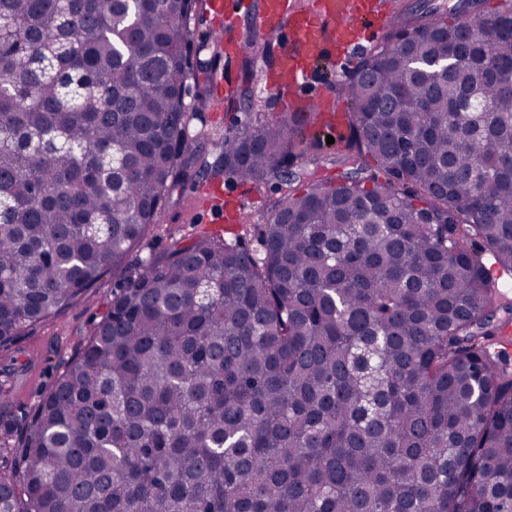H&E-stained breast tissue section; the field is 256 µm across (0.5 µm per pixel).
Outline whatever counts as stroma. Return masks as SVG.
Here are the masks:
<instances>
[{"instance_id":"1","label":"stroma","mask_w":512,"mask_h":512,"mask_svg":"<svg viewBox=\"0 0 512 512\" xmlns=\"http://www.w3.org/2000/svg\"><path fill=\"white\" fill-rule=\"evenodd\" d=\"M253 19V14L242 11L235 21L219 20L201 8L191 22L192 39L196 47L191 54L192 61L207 66V78L215 80L216 84L230 86L233 90L230 99L224 103L223 111L208 109L201 116L191 119L189 124L193 139L197 145L202 146L206 158L211 162L218 156L214 144L225 133L257 120L280 119L287 113L286 107L265 87L264 75L272 70L267 58L257 59L253 81L248 84L243 79L240 58L215 54L210 44L211 38L215 36L226 44L243 38ZM310 70L312 82L323 101V120L308 125L307 131L323 140L324 145L319 155L328 160L335 156L338 147L326 144L325 138L337 135L338 130L332 127L331 122L343 115L346 106L336 94L335 64L321 58L311 64ZM211 186V180L203 178L177 188L168 199L156 226L143 240L140 248L135 249V257L164 253L177 239L185 244L192 242L210 220L209 212L201 210L198 198L209 192ZM223 186L235 193L241 206L251 215V221L247 224L225 219V238H241L249 250H257V228L259 224L265 223L272 201L280 194L278 185L274 181L260 178L248 183L227 180ZM125 278L126 274L122 271L108 273L87 299L62 310L36 328L31 335L22 337L15 346L19 373L5 376V362L0 359V383H7L12 391L9 402L0 406V414L12 419L15 427L25 425L43 395L78 357L94 321L105 310L113 291Z\"/></svg>"}]
</instances>
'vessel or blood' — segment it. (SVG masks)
I'll return each instance as SVG.
<instances>
[{
  "instance_id": "obj_1",
  "label": "vessel or blood",
  "mask_w": 512,
  "mask_h": 512,
  "mask_svg": "<svg viewBox=\"0 0 512 512\" xmlns=\"http://www.w3.org/2000/svg\"><path fill=\"white\" fill-rule=\"evenodd\" d=\"M258 10L266 27L284 43L278 73L266 84L284 101L308 86L306 61L352 44L355 28L373 8L370 0H309L307 8L298 11L291 0H258Z\"/></svg>"
}]
</instances>
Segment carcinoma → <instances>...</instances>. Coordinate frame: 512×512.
Segmentation results:
<instances>
[{
	"label": "carcinoma",
	"instance_id": "obj_1",
	"mask_svg": "<svg viewBox=\"0 0 512 512\" xmlns=\"http://www.w3.org/2000/svg\"><path fill=\"white\" fill-rule=\"evenodd\" d=\"M199 0H0V351L207 174L281 183L112 293L14 442L6 512H512V0L404 8L338 83L336 183L290 112L196 167ZM196 92L188 97V81Z\"/></svg>",
	"mask_w": 512,
	"mask_h": 512
}]
</instances>
